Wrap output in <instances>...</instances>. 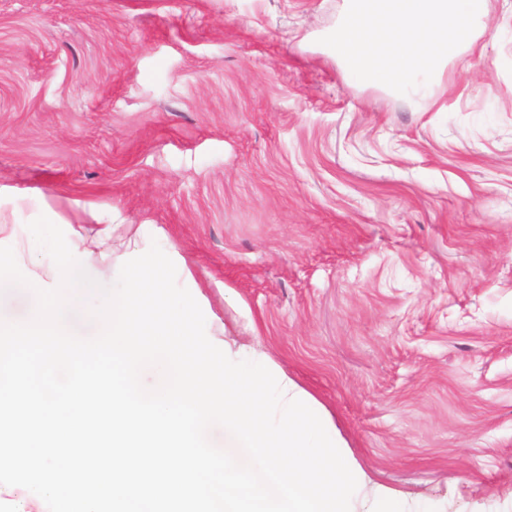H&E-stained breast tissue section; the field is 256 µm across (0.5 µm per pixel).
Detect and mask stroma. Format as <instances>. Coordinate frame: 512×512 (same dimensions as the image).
Masks as SVG:
<instances>
[{"mask_svg": "<svg viewBox=\"0 0 512 512\" xmlns=\"http://www.w3.org/2000/svg\"><path fill=\"white\" fill-rule=\"evenodd\" d=\"M345 0H0V246L139 224L373 482L512 512V0L424 92L357 81Z\"/></svg>", "mask_w": 512, "mask_h": 512, "instance_id": "obj_1", "label": "stroma"}]
</instances>
